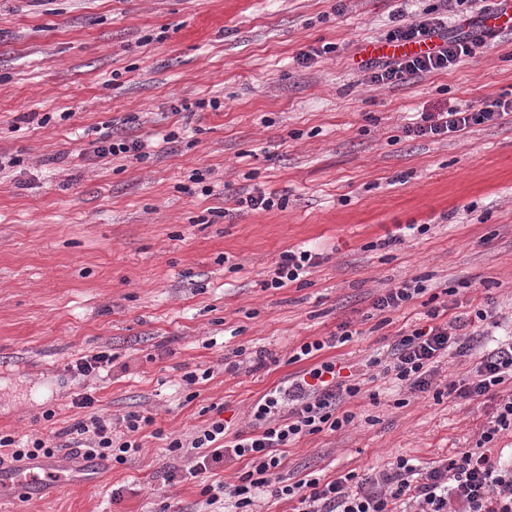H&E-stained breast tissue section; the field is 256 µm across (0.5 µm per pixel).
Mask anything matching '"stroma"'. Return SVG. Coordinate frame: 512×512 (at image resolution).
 I'll return each mask as SVG.
<instances>
[{
	"label": "stroma",
	"mask_w": 512,
	"mask_h": 512,
	"mask_svg": "<svg viewBox=\"0 0 512 512\" xmlns=\"http://www.w3.org/2000/svg\"><path fill=\"white\" fill-rule=\"evenodd\" d=\"M434 3L0 0V155L20 160L0 170V432L53 436L83 417L80 391L99 415L154 419L127 464L93 482L57 471L44 496L12 493L0 512H202L196 481L162 478L191 463L168 456L167 437L218 418L247 428L256 401L301 371L290 352L343 322L360 336L336 349L342 362L385 352L425 321L417 300L386 318L373 310L403 281L456 289L449 316L488 305L496 335L512 331V122L405 133L415 113L512 92V32L396 85L370 83L355 59L397 10ZM202 99L221 107L195 109ZM105 126L146 143L148 158L87 160ZM196 172L210 195L191 185ZM256 186L282 208L236 210ZM409 224L424 233L401 235ZM289 248L320 265L267 287ZM237 348L272 360L231 370ZM101 352L111 364L74 382L70 367ZM373 373L346 404L354 421L298 439L285 472L364 475L400 455L451 457L494 413L487 399L437 401Z\"/></svg>",
	"instance_id": "35a3bbf8"
}]
</instances>
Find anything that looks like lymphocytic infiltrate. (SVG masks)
<instances>
[{"label": "lymphocytic infiltrate", "instance_id": "lymphocytic-infiltrate-1", "mask_svg": "<svg viewBox=\"0 0 512 512\" xmlns=\"http://www.w3.org/2000/svg\"><path fill=\"white\" fill-rule=\"evenodd\" d=\"M497 11V6L479 0H437L434 7L394 24L385 36L386 41L403 43L432 39L436 42L432 51L399 60H364L359 67L375 84H399L451 69L485 47L491 33L482 22ZM452 17L459 22L453 30L448 27ZM508 118H512V98L501 95L477 105L457 104L420 113L409 132L418 137H448ZM319 263V254L312 251L285 250L269 285L284 287ZM426 315L428 325L398 334L386 355L370 358L367 365L382 368L413 394L468 402L494 399L496 416L483 428L475 447L431 462L399 456L387 469L369 476L350 471L327 480L310 473L292 481L283 475V448L304 436L337 431L355 418L344 403L360 394L365 374L346 380L335 360L317 359L323 350L353 342L355 332L344 322L336 333L304 342L294 350L291 362L310 359L313 367L262 397L252 410L248 429L234 431L218 419L198 428L190 439L171 438L169 454H194L195 463L188 473L197 479L206 505L225 500L234 512H253L255 498L265 493L295 501V512H512V465L495 455L500 436L512 432V390L503 395L496 392L498 386L512 383V339L481 352L471 327L492 317L489 307L449 319L444 307L434 306ZM473 356L478 359L473 374L449 380L444 389H433L442 358ZM73 403L89 409V416L55 432L53 438L21 442L0 434V464L8 459L21 463L50 458L71 449L87 459L123 465L141 451L136 434L152 424L151 416L131 412L111 419L92 413L94 398L88 392L77 394ZM229 459L246 462L236 483H207L205 476L211 468Z\"/></svg>", "mask_w": 512, "mask_h": 512}]
</instances>
